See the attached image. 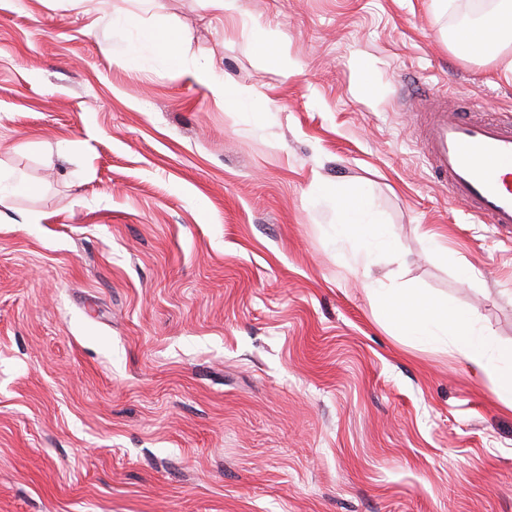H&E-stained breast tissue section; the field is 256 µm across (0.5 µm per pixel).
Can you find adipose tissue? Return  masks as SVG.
Listing matches in <instances>:
<instances>
[{
    "label": "adipose tissue",
    "mask_w": 512,
    "mask_h": 512,
    "mask_svg": "<svg viewBox=\"0 0 512 512\" xmlns=\"http://www.w3.org/2000/svg\"><path fill=\"white\" fill-rule=\"evenodd\" d=\"M123 21L136 27L141 42L152 46L171 67H180L178 35L140 23L133 13L125 15ZM509 33H512V0H502L497 11L484 19L479 27L459 31L456 42L470 51L487 48L495 56L505 57L503 75L512 78V59L507 56L505 41ZM381 298L397 335L449 337L462 357L483 371L493 386L504 392L503 402L512 408V374H506L500 368L502 362L512 359V354L495 351L472 315L417 293L389 291L382 293Z\"/></svg>",
    "instance_id": "adipose-tissue-1"
}]
</instances>
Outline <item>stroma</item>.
<instances>
[{
    "mask_svg": "<svg viewBox=\"0 0 512 512\" xmlns=\"http://www.w3.org/2000/svg\"><path fill=\"white\" fill-rule=\"evenodd\" d=\"M161 2L179 71L133 0H0V169L32 186L0 202V512H512V410L361 285L367 256L512 349V232L398 106L412 78L512 117L454 43L498 0ZM340 192L390 243L340 236ZM122 22L138 30L141 42L152 46L159 54L166 58L172 68L181 65L180 37L170 31L159 29L153 25L143 24L136 14H127ZM197 77L203 84L209 87L215 99L226 105L237 102L242 96L248 95L249 93L253 94V92L240 90L226 84H214L211 82L205 70H199Z\"/></svg>",
    "mask_w": 512,
    "mask_h": 512,
    "instance_id": "35a3bbf8",
    "label": "stroma"
}]
</instances>
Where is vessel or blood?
Masks as SVG:
<instances>
[{
  "instance_id": "1",
  "label": "vessel or blood",
  "mask_w": 512,
  "mask_h": 512,
  "mask_svg": "<svg viewBox=\"0 0 512 512\" xmlns=\"http://www.w3.org/2000/svg\"><path fill=\"white\" fill-rule=\"evenodd\" d=\"M423 154L452 201L475 218L512 230V122L462 116L433 90L418 89Z\"/></svg>"
}]
</instances>
